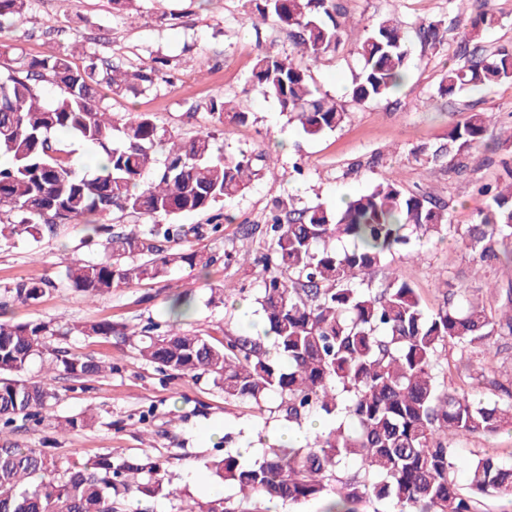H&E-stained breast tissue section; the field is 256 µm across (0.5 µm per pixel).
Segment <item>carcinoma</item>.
I'll return each mask as SVG.
<instances>
[{"instance_id":"carcinoma-1","label":"carcinoma","mask_w":512,"mask_h":512,"mask_svg":"<svg viewBox=\"0 0 512 512\" xmlns=\"http://www.w3.org/2000/svg\"><path fill=\"white\" fill-rule=\"evenodd\" d=\"M259 19L274 20L310 59L336 49L343 12L338 0H252ZM30 0H0V29L14 26ZM497 23L480 15L471 24L459 61L448 67L439 91L448 96L512 80V49L476 55L469 42ZM420 38L436 46L447 29L420 25ZM82 56L81 64L72 61ZM360 72L351 88L355 102L389 96L405 81L409 50L400 29L386 20L357 46ZM167 61L130 70L86 50L78 42L42 57L19 58L0 73V224L13 237L42 236L61 224L120 212L145 220L140 234H111L96 260L75 259L66 267L68 287L94 297L124 284L165 276L178 262L196 266L198 254L174 251L187 230L173 219L204 212L242 193L257 176L259 156L229 151L215 131L178 140L148 113L117 117L104 91L138 96L152 89ZM249 81L274 98L308 136L338 128L347 112L312 85L308 69L290 58L257 54ZM220 124L239 123L249 113L210 102ZM487 112L448 131V142L431 158L464 152L490 129ZM103 154L95 174L79 171L71 142ZM467 229L477 262L500 260L498 245L512 239V182L491 192V203ZM458 232L445 207L405 194L386 175L369 191L347 197L336 211L298 208L291 197L270 215L266 263L288 273L264 281L257 303L268 329L262 336H226L214 343L177 325L192 308L191 295L176 297L162 322L153 320L128 335L110 323L80 328L85 336L136 340L140 356L171 375H207L229 398L260 404L275 394L288 422L324 416L332 425L298 447L276 445L247 463L224 453L206 465L209 475L248 499L316 501L320 512H358L369 501L392 512H481L482 499H512V462L489 454L461 458L448 443L485 436L512 424V390L498 399H475L465 387L484 377L457 372L458 386L445 385L448 351L468 359L512 341V272L498 289L492 311L458 291L428 312L413 286L394 276L374 290L368 284L389 269V257L442 231ZM55 287L50 280L20 279L0 290L5 300L35 301ZM69 328L49 322L0 321V424L35 420L51 393L42 380L19 377L36 359L47 377L72 380L112 371L113 366L63 345ZM467 484H458V469ZM143 465L113 463L100 455L79 468L61 469L51 455L18 444L0 447V512H119L113 496L147 487Z\"/></svg>"}]
</instances>
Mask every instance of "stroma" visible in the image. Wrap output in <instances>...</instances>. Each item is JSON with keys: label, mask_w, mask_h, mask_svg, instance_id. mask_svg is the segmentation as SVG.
<instances>
[{"label": "stroma", "mask_w": 512, "mask_h": 512, "mask_svg": "<svg viewBox=\"0 0 512 512\" xmlns=\"http://www.w3.org/2000/svg\"><path fill=\"white\" fill-rule=\"evenodd\" d=\"M339 2L358 24L346 26L338 49L315 61L296 56L275 23L254 26L249 0H124L119 6L112 0H31L25 24L0 33L1 43L26 57L77 39L88 50L136 68L166 58L167 81L135 97L109 96V111L119 117L150 113L183 139L213 128L228 149L272 160L237 198L218 203L225 216L221 229H213L204 214L180 217L189 230L181 245L196 250L202 262L174 265L153 281L91 299L64 283L73 259L100 256L108 231H140L143 222L133 217H97L96 232L84 224H63L39 240L18 238L0 248V286L20 279L55 283L35 302L10 303L0 310V319L71 327L67 343L73 352L114 366L111 374L79 383L50 381L53 397L41 423L0 426V446L42 448L65 464L105 453L116 462L135 460L145 467L143 480L160 481L162 488L152 497L122 495L124 512H181L188 502L197 512H207L216 488L222 498H235L234 488L206 479L205 464L242 448L258 459L264 448L277 444L280 429L288 425L278 399L257 405L225 397L208 376L164 375L141 359L132 341L88 338L79 328L100 321L117 328L144 325L185 292L194 300L191 315L181 323L188 333L220 340L240 334L245 319L263 322L256 298L263 280L279 273L260 261L269 245L266 218L275 200L286 195L300 208L320 204L332 209L396 171L405 192L446 204L448 221L458 230L421 241L413 256L396 253L392 271L416 289L428 310H436L449 290L460 287L475 301L495 306L488 283L506 268L497 264L476 272V256L461 230L475 223L477 208L486 203L481 188L507 181L512 169V80L450 98L439 95L438 87L477 14L497 19L478 38L484 54L512 46V0ZM387 18L396 20L407 38L408 76L390 97L353 102L350 89L360 69L355 48ZM422 22L450 24L447 41L436 47L423 44L417 34ZM261 51L295 57L307 67L321 92L346 111L345 122L317 137L304 134L275 99L248 83ZM218 95L247 104L248 121L215 124L209 104ZM476 112L496 114L493 133L464 153L430 161L432 150L446 143L449 129ZM228 284L235 287L230 296L224 293ZM84 411L94 416L90 426L57 431L58 420Z\"/></svg>", "instance_id": "obj_1"}]
</instances>
